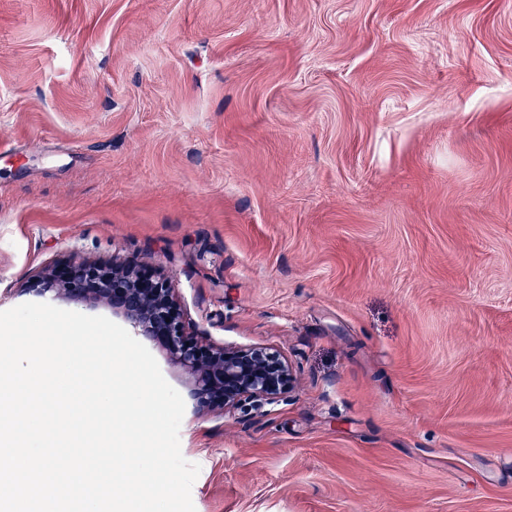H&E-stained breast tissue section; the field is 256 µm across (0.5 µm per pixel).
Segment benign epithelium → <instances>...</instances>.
I'll use <instances>...</instances> for the list:
<instances>
[{
    "label": "benign epithelium",
    "instance_id": "benign-epithelium-1",
    "mask_svg": "<svg viewBox=\"0 0 512 512\" xmlns=\"http://www.w3.org/2000/svg\"><path fill=\"white\" fill-rule=\"evenodd\" d=\"M23 293L111 308L133 335L159 344L187 375L198 411L214 405L228 411L247 404L259 409L279 403L294 388L295 370L279 352L260 345L215 346L192 336L175 288L136 258L53 265Z\"/></svg>",
    "mask_w": 512,
    "mask_h": 512
}]
</instances>
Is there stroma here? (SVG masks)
Wrapping results in <instances>:
<instances>
[{"label":"stroma","mask_w":512,"mask_h":512,"mask_svg":"<svg viewBox=\"0 0 512 512\" xmlns=\"http://www.w3.org/2000/svg\"><path fill=\"white\" fill-rule=\"evenodd\" d=\"M136 257L292 363L196 512H512V0H0V311Z\"/></svg>","instance_id":"stroma-1"}]
</instances>
